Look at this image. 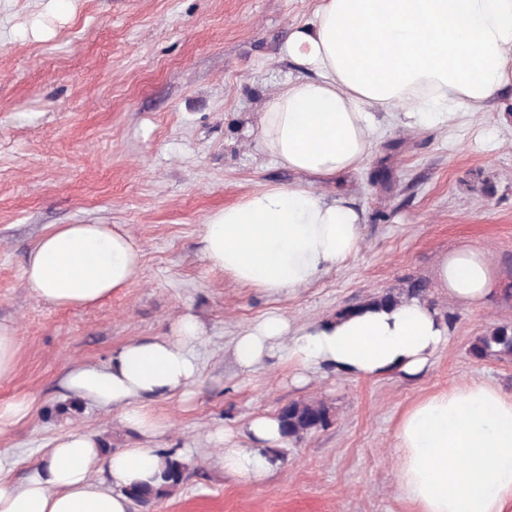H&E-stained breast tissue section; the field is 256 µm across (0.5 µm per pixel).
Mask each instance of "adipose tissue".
Instances as JSON below:
<instances>
[{
	"mask_svg": "<svg viewBox=\"0 0 512 512\" xmlns=\"http://www.w3.org/2000/svg\"><path fill=\"white\" fill-rule=\"evenodd\" d=\"M281 55L299 75L267 99L255 140L307 180L262 186L204 222L206 265L266 294L296 293L360 251L363 209L319 182L362 170L385 116L411 130H442L512 89V0H317ZM140 259L120 225L58 224L30 252L25 286L51 305L84 307L130 287ZM434 280L462 308L488 305L501 291L487 252L468 245L439 255ZM203 336L186 313L170 335L138 337L107 363L70 368L67 393L118 411L141 443L106 453L97 435L73 432L19 482L8 480L10 464L0 457V512H130L126 489L152 482L162 464L152 443L164 424L150 406L189 396ZM449 336L438 310L413 299L301 327L271 312L241 330L233 357L245 372L288 364L297 383L315 371L414 376ZM244 433L246 448L227 428L212 439L223 447L225 470L251 482L269 466L260 449L282 438L272 415L252 418ZM391 453L411 512H512V394L492 383L413 401L396 420Z\"/></svg>",
	"mask_w": 512,
	"mask_h": 512,
	"instance_id": "1",
	"label": "adipose tissue"
}]
</instances>
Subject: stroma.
<instances>
[{
	"mask_svg": "<svg viewBox=\"0 0 512 512\" xmlns=\"http://www.w3.org/2000/svg\"><path fill=\"white\" fill-rule=\"evenodd\" d=\"M316 0H0V323L16 329L14 375L0 402L35 400L0 432L23 479L54 440L90 431L112 449L138 438L117 411L70 410L60 381L75 363H103L136 336H164L185 313L205 341L189 399L153 403L167 429L154 443L189 465L186 483L150 512H409L395 489L389 443L418 398L472 379L512 394V358L476 359L475 339L512 321V298L459 308L437 288L441 253L488 252L512 282V104L469 128H392L371 164L322 181L366 214L354 255L293 296L243 288L203 260L204 220L259 186L296 181L256 146L265 100L297 71L282 59L289 27ZM57 224H119L137 240L132 285L91 306L30 294L26 259ZM426 284L424 302L452 315L450 339L426 370L354 379L286 366L250 373L232 347L240 327L280 312L307 324L385 292ZM299 399L328 404L331 425L265 449L274 466L244 483L224 470L215 429H241Z\"/></svg>",
	"mask_w": 512,
	"mask_h": 512,
	"instance_id": "obj_1",
	"label": "stroma"
}]
</instances>
